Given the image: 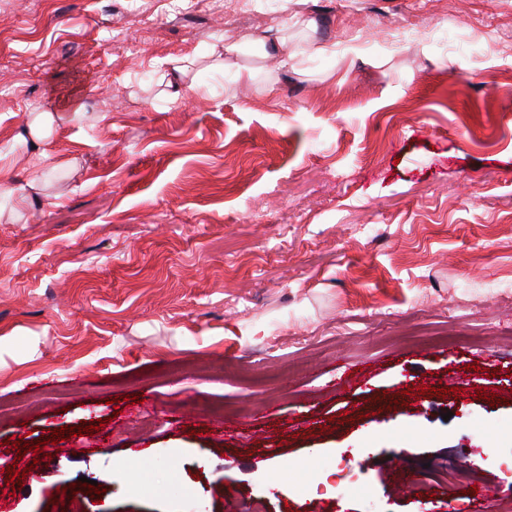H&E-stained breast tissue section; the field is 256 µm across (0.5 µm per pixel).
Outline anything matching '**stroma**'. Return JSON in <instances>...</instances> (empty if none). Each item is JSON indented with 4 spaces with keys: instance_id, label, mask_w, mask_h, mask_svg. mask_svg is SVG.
<instances>
[{
    "instance_id": "obj_1",
    "label": "stroma",
    "mask_w": 512,
    "mask_h": 512,
    "mask_svg": "<svg viewBox=\"0 0 512 512\" xmlns=\"http://www.w3.org/2000/svg\"><path fill=\"white\" fill-rule=\"evenodd\" d=\"M1 176L0 512H512V0H0ZM58 118L55 112L49 110L36 112L33 118L19 129L17 138L29 144L34 152L47 157L46 146Z\"/></svg>"
}]
</instances>
